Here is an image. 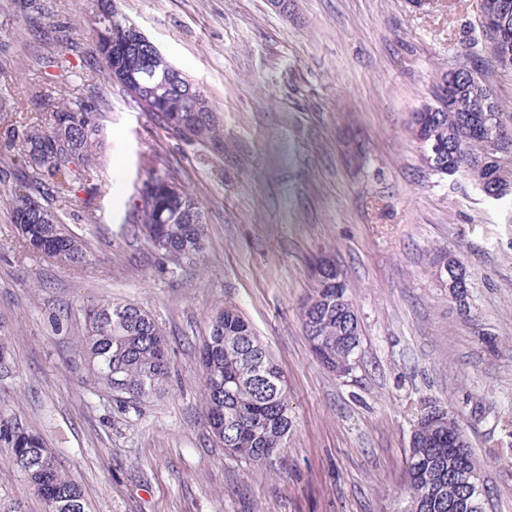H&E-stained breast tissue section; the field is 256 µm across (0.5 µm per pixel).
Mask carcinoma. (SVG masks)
Here are the masks:
<instances>
[{"mask_svg": "<svg viewBox=\"0 0 512 512\" xmlns=\"http://www.w3.org/2000/svg\"><path fill=\"white\" fill-rule=\"evenodd\" d=\"M99 17L95 55L108 78L120 83L132 102L160 128L192 144L224 149V129L203 89H185L186 76L157 58L147 42L125 44L132 22L112 0H97ZM464 112H437L438 103L413 113L411 136L429 133L445 148L441 175L478 180L475 162L484 149L482 133L468 123L485 115L482 94L459 85ZM43 112L24 118L19 151L31 164V177L48 185L67 203L78 191L98 190L93 172L102 166L103 115L85 106L59 104L41 95ZM11 197L14 229L21 247L79 268L89 255L83 241L64 224L47 201L35 210ZM132 230L150 241L162 257L201 258L205 250L204 214L200 202L164 167L153 166L131 203ZM312 291L301 309L302 328L319 362L335 369L346 347L360 341L358 318L347 288L334 279L312 278ZM86 332L78 341L93 387L112 391L124 403H142L166 391L171 367L164 331L148 311L132 304L92 302L82 308ZM207 423L224 451L262 465L288 437L293 419L288 385L279 364L262 345L241 313L231 304L212 311L209 332L200 348ZM0 443L9 449L5 462L19 471L44 501L46 512H85L82 491L62 470L42 438L16 420L0 416ZM481 470L457 419L423 423L414 434L406 467L407 506L403 512H476L460 473Z\"/></svg>", "mask_w": 512, "mask_h": 512, "instance_id": "1", "label": "carcinoma"}]
</instances>
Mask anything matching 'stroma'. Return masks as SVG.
I'll return each instance as SVG.
<instances>
[{"label":"stroma","instance_id":"obj_1","mask_svg":"<svg viewBox=\"0 0 512 512\" xmlns=\"http://www.w3.org/2000/svg\"><path fill=\"white\" fill-rule=\"evenodd\" d=\"M39 21L0 0V115L40 110L42 91L106 115V163L91 205L63 207L90 251L74 270L25 251L9 204L25 163L0 122V414L40 434L81 486L87 512H402L420 410L458 418L490 492L512 512V201L424 167L408 129L442 72L469 49L512 114V70L491 58L480 0H114L204 89L224 152L155 127L102 68L88 66L95 0H45ZM68 26V69L43 35ZM166 166L201 202L207 248L165 264L133 237L127 201ZM329 255L361 327L353 371L316 359L300 319L309 262ZM465 265L468 314L437 277ZM90 300L135 303L164 330L165 394L135 407L92 388L77 341ZM235 305L282 368L293 426L256 466L205 424L199 349L211 312ZM62 315L53 324V315ZM0 512H44L0 462Z\"/></svg>","mask_w":512,"mask_h":512}]
</instances>
